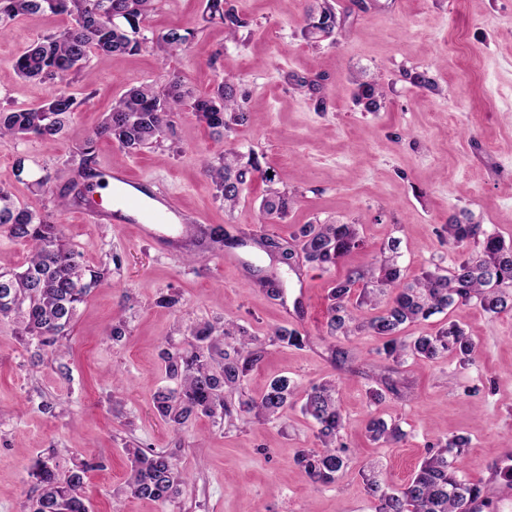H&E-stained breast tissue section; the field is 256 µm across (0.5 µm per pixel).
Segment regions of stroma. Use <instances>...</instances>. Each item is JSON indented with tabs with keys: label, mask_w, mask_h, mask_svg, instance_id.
Instances as JSON below:
<instances>
[{
	"label": "stroma",
	"mask_w": 512,
	"mask_h": 512,
	"mask_svg": "<svg viewBox=\"0 0 512 512\" xmlns=\"http://www.w3.org/2000/svg\"><path fill=\"white\" fill-rule=\"evenodd\" d=\"M206 2L164 0L149 18L157 33L197 28L188 50L166 57L148 47L90 63L60 83L81 105L58 144L0 138V184L11 185L21 205L55 212L54 198L76 172L77 148L130 86L160 88L176 74L204 93L227 78L251 113L248 125L225 138L186 113L160 145L135 154L97 142L98 169L125 166L144 186L172 192L198 225L223 228L224 247L198 249L191 262L180 245L143 241L136 225L83 224L76 210L55 212L86 262L116 255L121 263L78 308L66 354L24 344L17 325L0 319V512H32L38 489L29 469L40 457L62 472L97 463L83 489L90 512H373L363 466L377 463L381 479L401 488L429 445L455 435L469 440L466 478L496 484V468L512 451V311L492 316L459 305L405 326L400 337L409 341L435 333L444 319L456 321L475 344L474 361L451 355L405 363L408 392L380 404L370 403L364 376L335 368L336 340L323 323L332 281L367 265L391 239L409 278L450 266L455 253L440 230L451 219L494 227L512 241V0H332L346 23L316 44L302 35L308 0H227L249 23L240 42L226 38L221 23L203 22ZM66 24L28 15L0 34V106L44 99L49 85L20 79L13 61ZM419 72L433 88L413 84ZM361 83L384 86L378 111L355 104ZM229 148L256 153L273 185L294 195L283 221L262 219L268 186L258 178L244 186L233 212L215 200L201 160ZM45 170L55 180L34 188ZM311 223L358 225L363 246L330 270L303 262L294 272L255 243ZM228 254L236 264L225 263ZM266 275L282 281L284 301L259 287ZM167 291L180 295L177 309L157 305ZM115 319L127 328L118 342L107 334ZM204 322L252 336L282 326L307 334L300 349L267 346L242 394L258 398L279 375L301 392L335 380L349 456L336 483L312 484L295 463L298 449L317 444L299 403L271 421L251 413L231 423L199 416L176 429L159 417L153 397L170 384L161 352L186 348L191 329ZM62 362L68 374L60 373ZM474 386L478 394L467 395ZM375 417L399 419L404 438L371 441L367 425ZM137 446L175 454L189 480L174 501L128 491L127 451Z\"/></svg>",
	"instance_id": "35a3bbf8"
}]
</instances>
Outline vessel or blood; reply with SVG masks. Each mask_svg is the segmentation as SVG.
<instances>
[{
  "label": "vessel or blood",
  "mask_w": 512,
  "mask_h": 512,
  "mask_svg": "<svg viewBox=\"0 0 512 512\" xmlns=\"http://www.w3.org/2000/svg\"><path fill=\"white\" fill-rule=\"evenodd\" d=\"M108 178L111 206H98L94 198L98 184L90 182L87 185L90 200L84 212L85 219L95 223L112 219L129 221L139 225L142 236L155 243H169L176 236L186 234L182 206L174 196L162 190L143 191L140 183L121 167L112 169Z\"/></svg>",
  "instance_id": "1"
}]
</instances>
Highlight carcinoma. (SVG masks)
<instances>
[{
    "instance_id": "carcinoma-1",
    "label": "carcinoma",
    "mask_w": 512,
    "mask_h": 512,
    "mask_svg": "<svg viewBox=\"0 0 512 512\" xmlns=\"http://www.w3.org/2000/svg\"><path fill=\"white\" fill-rule=\"evenodd\" d=\"M314 2L307 10L304 35L329 37L340 26L335 8L330 0ZM161 7L162 0H0V32L29 14L49 12L68 17L61 32L39 39L14 62L20 78L53 84L84 69L93 57L102 62L115 54L136 53L149 43L165 54L185 50L197 34L194 27L176 25L146 35L149 13ZM203 20L223 24L229 36L248 26L237 10L226 7V0H207ZM383 97L382 88L372 84L364 86L358 100L373 112ZM79 106L76 97L53 90L34 107H0V137H32L53 146L64 138ZM184 110L218 135L226 136L250 121L243 99L226 79L204 95L186 89L177 76L159 90L151 85L133 86L113 102L111 112L78 148V175L96 176L97 141L110 140L130 153L139 152L172 133L175 119ZM202 171L215 197L224 203V209L231 210L243 186L262 169L255 153L245 156L228 149L224 156L204 161ZM82 200L79 182L72 179L67 190L57 196V206L74 207ZM293 204L288 193L272 189L262 200L261 215L270 222L282 220ZM0 231L28 249L20 269L0 271V317L13 320L19 335L61 350L79 306L92 289L104 284L108 268L84 262L52 213L20 206L5 184L0 185ZM441 233L456 251L449 267L427 268L406 283L397 242L393 241L367 266L334 280L328 289V335L348 338L367 332L382 339L377 349L381 363L375 368L377 387L369 390L374 404L388 394L400 395L401 381L394 374L407 357L426 361L451 352L463 363L473 361V343L456 322L450 320L435 334L419 336L408 344L399 337L405 324L471 303L494 315L512 310V244L485 224L450 221L442 225ZM255 243L289 267L300 253L306 262L328 270L359 248L362 240L356 224H303L288 239L266 234ZM365 306L383 310L364 318L360 310ZM191 335L194 343L190 348L163 352L166 372L176 387L158 390L153 407L167 422L183 425L199 415L231 419L250 412L275 419L296 398L294 382L279 376L258 399H242L236 404L226 400L224 390L241 388L260 361L265 342L244 335L228 351L223 348L224 337L232 335L231 328L219 333L210 323L198 325ZM269 342L301 348L307 336L295 327H279ZM336 393V383L324 381L302 396L301 410L313 420L320 446L300 449L296 463L316 484L335 482L349 464L341 442L345 419ZM368 432L371 440L386 443L405 436L400 424L381 418L369 422ZM467 446L462 436L430 445L413 476L397 490L386 487L372 470L362 473L374 512H476V502L489 505L482 487L462 475L461 458ZM127 453L131 462L127 487L132 495L164 503L180 493L186 474L173 454L151 448H129ZM88 469V464L80 462L61 475L50 461L37 460L33 475L39 494L34 512H88L83 495Z\"/></svg>"
}]
</instances>
